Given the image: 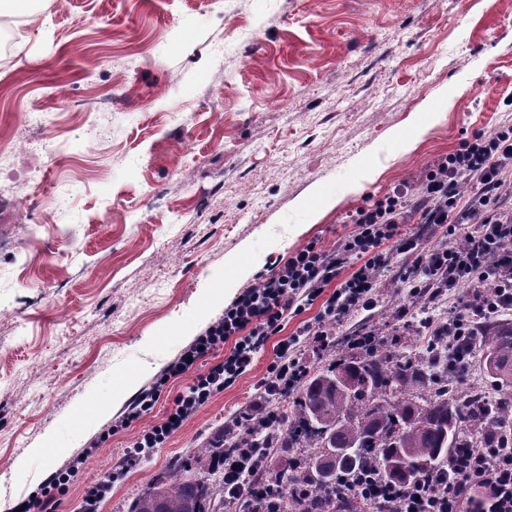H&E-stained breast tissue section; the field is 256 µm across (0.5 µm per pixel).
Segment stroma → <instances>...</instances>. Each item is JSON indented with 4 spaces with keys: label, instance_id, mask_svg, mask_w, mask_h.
<instances>
[{
    "label": "stroma",
    "instance_id": "35a3bbf8",
    "mask_svg": "<svg viewBox=\"0 0 512 512\" xmlns=\"http://www.w3.org/2000/svg\"><path fill=\"white\" fill-rule=\"evenodd\" d=\"M0 21L21 28L0 54V147H32L0 170V512L76 463L52 510L75 512L138 430L100 434L220 317L226 281L336 247L367 198L512 125V0H18ZM380 250L377 305L344 328L421 355L455 297L415 301L406 255ZM278 339L99 512H128L255 399Z\"/></svg>",
    "mask_w": 512,
    "mask_h": 512
}]
</instances>
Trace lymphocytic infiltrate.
Returning <instances> with one entry per match:
<instances>
[{"label": "lymphocytic infiltrate", "instance_id": "lymphocytic-infiltrate-1", "mask_svg": "<svg viewBox=\"0 0 512 512\" xmlns=\"http://www.w3.org/2000/svg\"><path fill=\"white\" fill-rule=\"evenodd\" d=\"M512 164V125L494 134L474 133L453 153L437 158L424 179L385 194L356 209L348 217L358 227L340 248L323 250L311 244L271 269L256 286L243 291L172 361L137 404L111 425V432L139 426L151 413L170 378L194 372L191 385L179 392L165 417L140 428L132 446L116 465L110 480L86 487L80 512H98L99 504L146 453L162 447L198 408L216 393L231 387L252 364L270 336L283 328L291 312L318 304L314 321L303 336L327 348L338 340L361 348L363 333H346L343 321L351 313L373 308L374 290L386 258L378 247L397 238L400 225L418 221L424 226L475 221L462 247L430 249L421 235L398 238V249L415 255L404 281L411 293L436 296L458 290L457 304L447 321L433 324L432 332L447 335L449 345L466 342L475 348L479 320L512 310V215L497 213L492 202L503 184V169ZM478 179L482 193L469 209H460L461 188ZM298 342L286 339L259 385V399L243 414L225 422L228 433H243L254 420L274 422L273 404L308 370L297 355ZM224 359H217V352ZM273 454L269 448L251 449L247 456L224 454V497L249 501L252 475L265 471ZM341 497L354 498L362 512H512V424L491 448H461L450 454L432 474L400 486L384 482L374 466H367L353 484L342 486Z\"/></svg>", "mask_w": 512, "mask_h": 512}]
</instances>
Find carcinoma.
<instances>
[{
    "label": "carcinoma",
    "instance_id": "1",
    "mask_svg": "<svg viewBox=\"0 0 512 512\" xmlns=\"http://www.w3.org/2000/svg\"><path fill=\"white\" fill-rule=\"evenodd\" d=\"M479 352L501 391L493 403L482 396L459 402L437 389V375L423 359L395 351L379 337L372 348L335 358L304 377L284 399L289 413H280L277 431L267 433L260 422L248 431L249 447L270 445L288 456L274 481L324 492L307 503L288 499V512H355L357 501L338 503L332 491L342 477L359 474L369 456L382 477L407 484L438 468L456 448L495 443L512 420V321L483 325ZM226 444L239 447L217 432L193 449L190 460L136 495L128 512H218ZM193 462L207 466V473L191 472Z\"/></svg>",
    "mask_w": 512,
    "mask_h": 512
}]
</instances>
